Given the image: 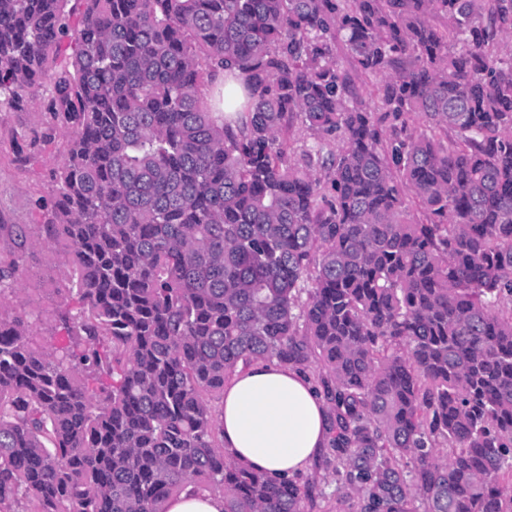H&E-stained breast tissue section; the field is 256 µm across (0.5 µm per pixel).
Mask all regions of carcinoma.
<instances>
[{"instance_id":"1","label":"carcinoma","mask_w":512,"mask_h":512,"mask_svg":"<svg viewBox=\"0 0 512 512\" xmlns=\"http://www.w3.org/2000/svg\"><path fill=\"white\" fill-rule=\"evenodd\" d=\"M511 41L512 0H0V107L67 137L9 232L67 258L46 345L0 244V512H302L209 405L258 360L318 368L342 512H512ZM166 512H224V497L188 485L165 503Z\"/></svg>"}]
</instances>
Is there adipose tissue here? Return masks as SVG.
Masks as SVG:
<instances>
[{"mask_svg":"<svg viewBox=\"0 0 512 512\" xmlns=\"http://www.w3.org/2000/svg\"><path fill=\"white\" fill-rule=\"evenodd\" d=\"M224 447L272 478L305 470L329 441L323 395L302 371L272 361L239 370L224 388Z\"/></svg>","mask_w":512,"mask_h":512,"instance_id":"ef3b65f1","label":"adipose tissue"}]
</instances>
